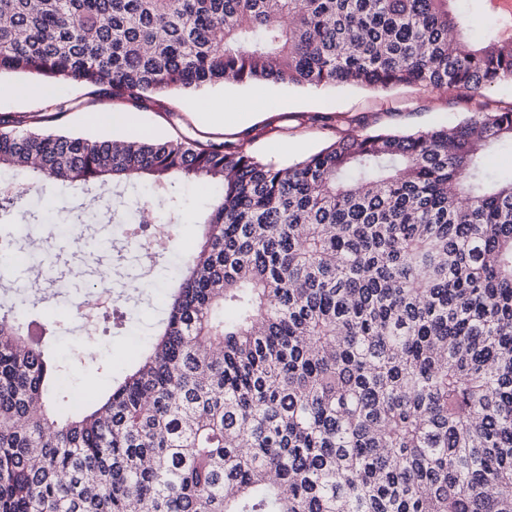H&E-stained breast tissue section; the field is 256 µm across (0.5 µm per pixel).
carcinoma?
Listing matches in <instances>:
<instances>
[{
	"instance_id": "obj_1",
	"label": "carcinoma",
	"mask_w": 512,
	"mask_h": 512,
	"mask_svg": "<svg viewBox=\"0 0 512 512\" xmlns=\"http://www.w3.org/2000/svg\"><path fill=\"white\" fill-rule=\"evenodd\" d=\"M458 0H0V74L147 110L238 85L512 82ZM289 166L233 142L0 131V168L219 188L152 348L66 414L53 317L0 314V512H512V105ZM25 207L0 195V213Z\"/></svg>"
}]
</instances>
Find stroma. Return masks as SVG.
Here are the masks:
<instances>
[{
    "label": "stroma",
    "mask_w": 512,
    "mask_h": 512,
    "mask_svg": "<svg viewBox=\"0 0 512 512\" xmlns=\"http://www.w3.org/2000/svg\"><path fill=\"white\" fill-rule=\"evenodd\" d=\"M30 77H0V116L20 121L22 129L42 128L58 134L90 139H108L107 126L91 127L84 123L88 112L120 109L117 101L92 95L89 88L71 83L56 90L31 96ZM258 92L260 102L254 113L222 126L209 123L202 113L201 102L221 100L226 111H233L236 99ZM159 106L140 111L143 123L154 130L157 141L194 139L211 142H240L255 157L288 165L315 153L328 143L355 133L361 127L383 128L399 132H415L437 127H452L469 117L476 109L474 102L450 90L430 92L416 87H396L386 91L334 87H287L268 83L224 87L216 85L190 95H160ZM27 188L29 208L36 221L23 225L18 213L0 217V239L12 241L14 250H25L28 235L40 242L42 256L55 269V282L45 284L38 307L55 314L62 329L73 326L77 292L86 291L92 271L105 263L116 277H124L135 269L134 262L117 263L115 252L97 253L96 239L104 233L99 224L81 225L80 242H66L59 223L75 219L84 212L88 194L58 186L33 182L30 174L0 172V191ZM174 194L182 205L184 222L177 225L172 240L157 263L151 264L148 287L134 291L128 299L126 320L122 326L100 334V355L87 356L79 344H71L68 352L77 367L73 371L75 391L95 389L107 392L114 379L120 378L131 362L150 342L154 325L162 318L167 299L171 269L196 240L195 222L207 207L212 186L185 183L176 185Z\"/></svg>",
    "instance_id": "35a3bbf8"
}]
</instances>
